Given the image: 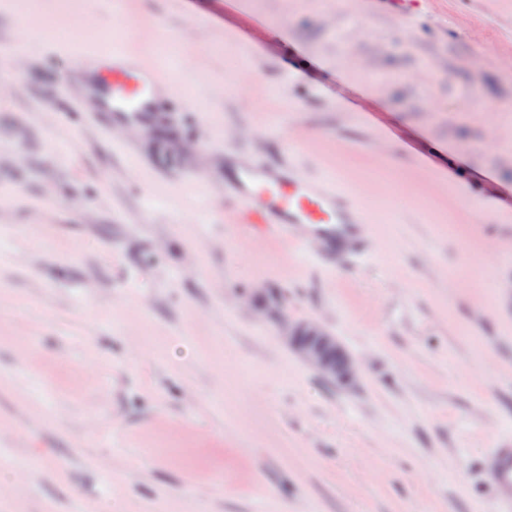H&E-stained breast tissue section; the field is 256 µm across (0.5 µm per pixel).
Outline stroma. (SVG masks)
Wrapping results in <instances>:
<instances>
[{
  "label": "stroma",
  "mask_w": 512,
  "mask_h": 512,
  "mask_svg": "<svg viewBox=\"0 0 512 512\" xmlns=\"http://www.w3.org/2000/svg\"><path fill=\"white\" fill-rule=\"evenodd\" d=\"M161 36L183 48L161 132L104 133L73 61ZM228 145L334 181L365 250L328 266L255 236L219 187ZM281 312L358 380L312 369ZM504 439L512 0H0V512H495ZM284 332L288 344L327 380L347 384L357 377L358 367L353 357L318 322L288 321Z\"/></svg>",
  "instance_id": "stroma-1"
}]
</instances>
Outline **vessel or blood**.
I'll return each instance as SVG.
<instances>
[{
	"instance_id": "obj_1",
	"label": "vessel or blood",
	"mask_w": 512,
	"mask_h": 512,
	"mask_svg": "<svg viewBox=\"0 0 512 512\" xmlns=\"http://www.w3.org/2000/svg\"><path fill=\"white\" fill-rule=\"evenodd\" d=\"M97 98L94 123L115 134L137 129L151 135L160 118L154 110L155 89L161 81L152 65H134L121 51L95 62ZM224 197L234 212L246 215L252 233L300 239L319 247L327 262L359 249L367 238L365 217L325 183L302 174L293 164L260 162L230 150L224 154ZM490 480L499 512H512V441L495 450Z\"/></svg>"
}]
</instances>
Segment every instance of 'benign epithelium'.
Wrapping results in <instances>:
<instances>
[{"label": "benign epithelium", "instance_id": "7a95c632", "mask_svg": "<svg viewBox=\"0 0 512 512\" xmlns=\"http://www.w3.org/2000/svg\"><path fill=\"white\" fill-rule=\"evenodd\" d=\"M288 344L324 378L339 383L352 382L358 367L336 336L313 320L290 322L285 327Z\"/></svg>", "mask_w": 512, "mask_h": 512}]
</instances>
